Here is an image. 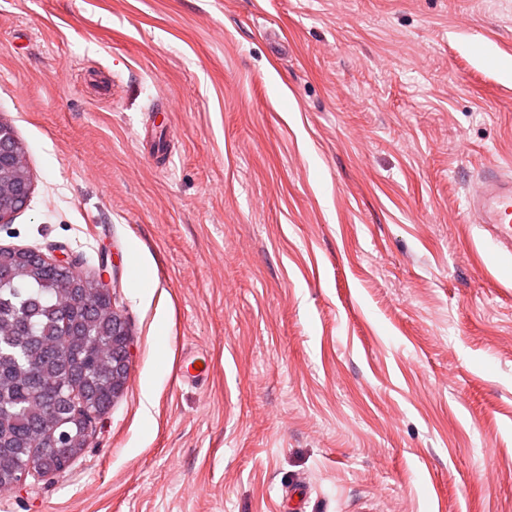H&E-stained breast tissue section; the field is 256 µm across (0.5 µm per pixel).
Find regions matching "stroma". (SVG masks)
<instances>
[{"label": "stroma", "instance_id": "stroma-1", "mask_svg": "<svg viewBox=\"0 0 512 512\" xmlns=\"http://www.w3.org/2000/svg\"><path fill=\"white\" fill-rule=\"evenodd\" d=\"M32 191L127 382L0 512H512V0H0ZM209 370L188 372L192 359ZM477 224H491L493 241L512 250V180L501 176L487 181L469 204Z\"/></svg>", "mask_w": 512, "mask_h": 512}]
</instances>
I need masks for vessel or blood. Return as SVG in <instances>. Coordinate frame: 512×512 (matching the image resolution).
I'll return each mask as SVG.
<instances>
[{
	"instance_id": "1",
	"label": "vessel or blood",
	"mask_w": 512,
	"mask_h": 512,
	"mask_svg": "<svg viewBox=\"0 0 512 512\" xmlns=\"http://www.w3.org/2000/svg\"><path fill=\"white\" fill-rule=\"evenodd\" d=\"M469 210L477 223L491 225L496 244L512 250V179L502 176L487 181Z\"/></svg>"
}]
</instances>
